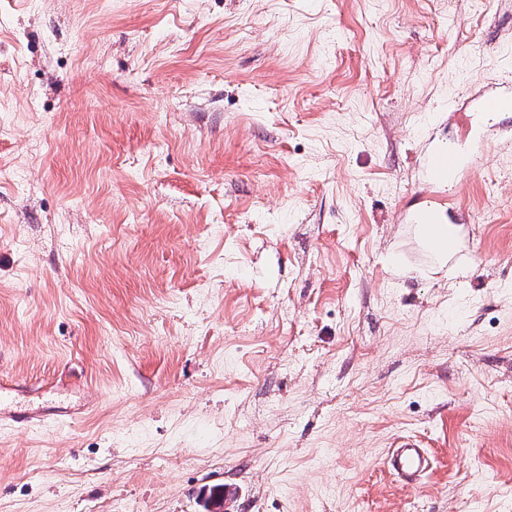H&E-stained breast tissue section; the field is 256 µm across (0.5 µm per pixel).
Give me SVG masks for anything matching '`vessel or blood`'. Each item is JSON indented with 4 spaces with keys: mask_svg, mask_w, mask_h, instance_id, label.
<instances>
[{
    "mask_svg": "<svg viewBox=\"0 0 512 512\" xmlns=\"http://www.w3.org/2000/svg\"><path fill=\"white\" fill-rule=\"evenodd\" d=\"M475 111L492 116L499 112H512V84L482 87L475 90L470 98ZM463 156L454 148L429 147L424 154L423 179L430 191L423 205L414 217L419 224H438L442 221L443 198L441 192L456 183ZM21 386L16 382L0 381V422L35 424L47 417L45 408L34 405H20L15 395ZM386 465L400 479L409 485L419 484L432 466V459L422 440L404 436L395 441L386 456Z\"/></svg>",
    "mask_w": 512,
    "mask_h": 512,
    "instance_id": "obj_1",
    "label": "vessel or blood"
}]
</instances>
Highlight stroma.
I'll list each match as a JSON object with an SVG mask.
<instances>
[{
	"mask_svg": "<svg viewBox=\"0 0 512 512\" xmlns=\"http://www.w3.org/2000/svg\"><path fill=\"white\" fill-rule=\"evenodd\" d=\"M501 82L505 0H0V380L97 404L0 425V512H512V112L456 115ZM464 157L456 148H437L430 146L424 154L423 179L424 185L433 196H427L424 204L414 217L417 223V232L439 260L448 261V255L459 258L451 265L459 268L461 264L466 270L469 268L468 259L458 252L456 238L448 240V234L457 233L454 224H442L443 197L440 192L453 183H456ZM426 224L425 236L420 233L419 225ZM386 466L409 485H417L432 466V459L422 440L414 436L400 437L386 456Z\"/></svg>",
	"mask_w": 512,
	"mask_h": 512,
	"instance_id": "1",
	"label": "stroma"
}]
</instances>
